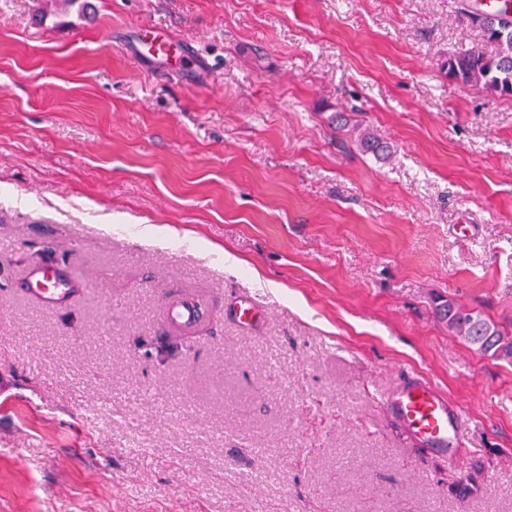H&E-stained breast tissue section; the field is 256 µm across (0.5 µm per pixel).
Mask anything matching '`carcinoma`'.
<instances>
[{"instance_id": "obj_1", "label": "carcinoma", "mask_w": 512, "mask_h": 512, "mask_svg": "<svg viewBox=\"0 0 512 512\" xmlns=\"http://www.w3.org/2000/svg\"><path fill=\"white\" fill-rule=\"evenodd\" d=\"M472 19L482 24L489 40L497 43L498 53L491 56L478 48L462 51L448 59V75L465 84L482 83L501 96H512V11L502 9L495 21L475 13ZM435 313L448 332L479 355L512 363V337L481 312L448 298L436 304Z\"/></svg>"}]
</instances>
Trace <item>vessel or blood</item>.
<instances>
[{"instance_id":"b4317fda","label":"vessel or blood","mask_w":512,"mask_h":512,"mask_svg":"<svg viewBox=\"0 0 512 512\" xmlns=\"http://www.w3.org/2000/svg\"><path fill=\"white\" fill-rule=\"evenodd\" d=\"M142 34L148 37V46L154 57L164 60L187 58V51L174 45L168 36L153 32L149 27L143 28ZM28 287L41 303L54 305L68 297L74 285L61 266L52 263L31 267ZM205 314L204 301L182 299L167 307L166 320L171 327L187 330L200 322ZM266 314V309L249 296L238 297L232 308L233 317L243 325L259 322ZM382 403L411 441L429 448L448 459L449 463H456L463 414L459 407L449 403L436 386L426 380L409 379L387 394Z\"/></svg>"}]
</instances>
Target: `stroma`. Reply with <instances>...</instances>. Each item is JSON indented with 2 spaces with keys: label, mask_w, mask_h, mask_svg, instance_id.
<instances>
[{
  "label": "stroma",
  "mask_w": 512,
  "mask_h": 512,
  "mask_svg": "<svg viewBox=\"0 0 512 512\" xmlns=\"http://www.w3.org/2000/svg\"><path fill=\"white\" fill-rule=\"evenodd\" d=\"M479 6L0 0V512H512V364L433 314L512 334V97L446 66L495 53ZM411 377L461 406L456 465L382 408ZM142 37L152 38L145 42L149 46V50H152V56L159 59L169 60L170 58L179 59L183 62L184 59L188 58V52L182 48L174 45L168 36L157 33L151 27H144L141 29ZM29 292L41 303L54 305L68 297L75 285L59 264H38L28 274ZM268 311L255 299L249 296H240L233 303L231 315L243 325H250L259 322L267 315ZM435 313L450 333L479 355L512 363V337L481 312L461 306L448 297L436 304ZM206 314V303L202 300L182 299L170 304L166 309L169 326L187 330L200 322Z\"/></svg>",
  "instance_id": "35a3bbf8"
}]
</instances>
